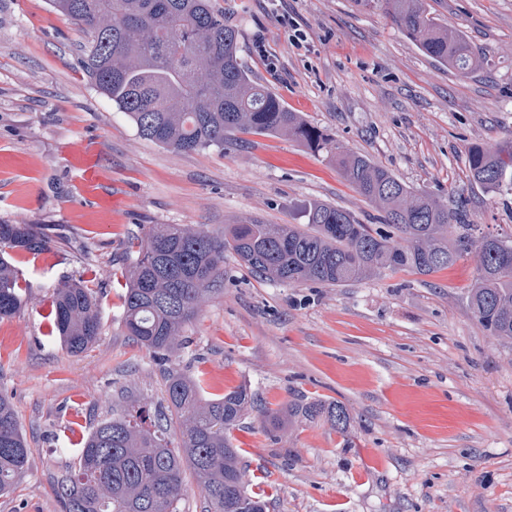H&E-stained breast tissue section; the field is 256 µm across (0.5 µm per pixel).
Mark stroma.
<instances>
[{
  "label": "stroma",
  "instance_id": "obj_1",
  "mask_svg": "<svg viewBox=\"0 0 512 512\" xmlns=\"http://www.w3.org/2000/svg\"><path fill=\"white\" fill-rule=\"evenodd\" d=\"M439 22L486 55L461 75L422 54L377 7L356 0H216L240 57L290 111L449 208L473 236L512 237V194L472 185L471 144L512 137V0H427ZM82 31L48 0H0V222L38 225L50 248L14 254L25 303L0 321V395L28 445L0 512H61L54 476L72 443L134 401L165 410L164 372L206 396L251 388L275 411L302 395L344 404L349 437L324 423L274 431L260 413L233 430L248 492L268 512H512V344L471 314L476 257L423 276L384 272L338 287L274 285L233 254L224 290L165 361L122 324L123 272L152 224L214 234L257 220L306 225L310 204L376 223L334 165L301 143L244 135L178 153L141 138L79 63ZM97 148L112 210L81 197L69 150ZM98 299L96 342L70 353L49 333L60 284Z\"/></svg>",
  "mask_w": 512,
  "mask_h": 512
}]
</instances>
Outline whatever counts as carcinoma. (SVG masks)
<instances>
[{
    "mask_svg": "<svg viewBox=\"0 0 512 512\" xmlns=\"http://www.w3.org/2000/svg\"><path fill=\"white\" fill-rule=\"evenodd\" d=\"M382 8L427 56L459 74L484 57L457 29L432 16L426 0H355ZM86 34L80 63L94 86L133 121L140 137L176 152L216 147L237 134L303 142L336 163L342 178L380 212L361 223L341 208L309 207L308 228L296 224H230L214 236L183 224H152L125 269L123 324L128 335L162 356L188 347L184 327L222 290L224 252L273 283L341 286L385 271L430 275L470 252L466 212L450 211L434 195L413 190L364 155L291 112L245 70L238 31L212 0H49ZM470 182L488 193L512 191V139L468 149ZM48 237L33 224H0V321L13 317L24 294L11 252L40 254ZM477 275L468 307L495 338L512 343V239L480 238ZM53 330L68 351L82 353L100 336L94 292L80 281L56 289ZM168 415L145 426L143 408L99 423L78 449L77 463L54 484L64 512H180L184 474L201 486L207 512H267L245 489L230 432L260 411L243 386L206 397L200 382L172 368L165 375ZM273 426L298 421L330 424L344 434L346 406L298 398L283 411H265ZM182 434L169 447L168 425ZM28 456L11 403L0 395V493L23 473Z\"/></svg>",
    "mask_w": 512,
    "mask_h": 512,
    "instance_id": "cac0c4a2",
    "label": "carcinoma"
}]
</instances>
